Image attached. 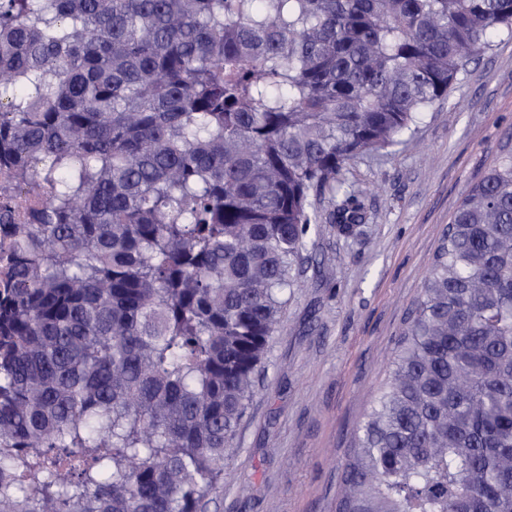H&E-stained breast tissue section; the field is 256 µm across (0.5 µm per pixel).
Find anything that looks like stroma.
<instances>
[{"instance_id":"obj_1","label":"stroma","mask_w":512,"mask_h":512,"mask_svg":"<svg viewBox=\"0 0 512 512\" xmlns=\"http://www.w3.org/2000/svg\"><path fill=\"white\" fill-rule=\"evenodd\" d=\"M512 145V38L495 37L447 100L387 154L343 172L366 221L312 235L209 512H336L359 423L421 295L456 204Z\"/></svg>"}]
</instances>
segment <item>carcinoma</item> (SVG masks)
<instances>
[{
    "mask_svg": "<svg viewBox=\"0 0 512 512\" xmlns=\"http://www.w3.org/2000/svg\"><path fill=\"white\" fill-rule=\"evenodd\" d=\"M512 0H0V512H209L342 172ZM337 512H512V148L456 206Z\"/></svg>",
    "mask_w": 512,
    "mask_h": 512,
    "instance_id": "obj_1",
    "label": "carcinoma"
}]
</instances>
